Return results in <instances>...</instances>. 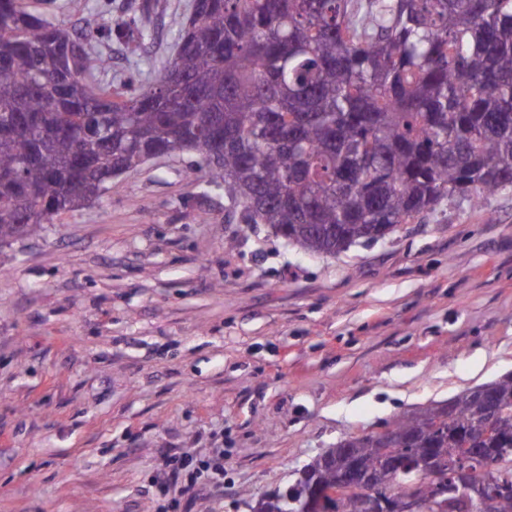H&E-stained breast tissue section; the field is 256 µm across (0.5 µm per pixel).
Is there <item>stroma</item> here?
<instances>
[{"label":"stroma","mask_w":512,"mask_h":512,"mask_svg":"<svg viewBox=\"0 0 512 512\" xmlns=\"http://www.w3.org/2000/svg\"><path fill=\"white\" fill-rule=\"evenodd\" d=\"M131 0H55L54 22ZM103 80L146 82L194 0H150ZM197 154L152 158L0 247V512H250L337 442L512 373V189L311 256ZM223 479H168L185 459Z\"/></svg>","instance_id":"stroma-1"}]
</instances>
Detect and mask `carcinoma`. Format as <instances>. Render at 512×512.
<instances>
[{"mask_svg": "<svg viewBox=\"0 0 512 512\" xmlns=\"http://www.w3.org/2000/svg\"><path fill=\"white\" fill-rule=\"evenodd\" d=\"M142 41L136 17L66 26L0 0V247L98 199L112 169L193 151L244 224L334 256L457 198L512 188V0H201L153 80L100 82L98 37ZM312 479L372 470L389 512L422 482L424 512H473L452 466L512 512V374L344 440ZM406 450L410 475L382 458ZM448 463L437 479L429 461ZM321 512H361L346 494Z\"/></svg>", "mask_w": 512, "mask_h": 512, "instance_id": "1", "label": "carcinoma"}]
</instances>
